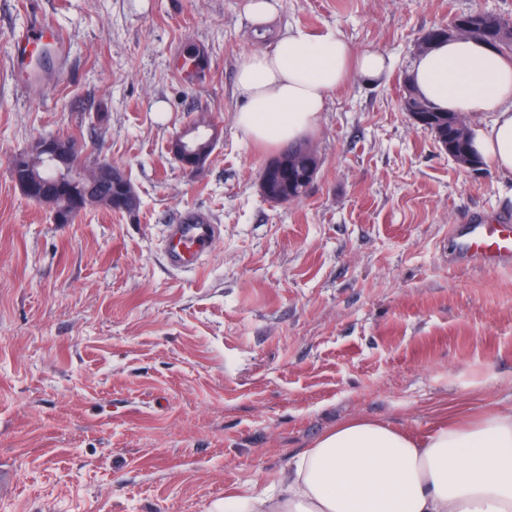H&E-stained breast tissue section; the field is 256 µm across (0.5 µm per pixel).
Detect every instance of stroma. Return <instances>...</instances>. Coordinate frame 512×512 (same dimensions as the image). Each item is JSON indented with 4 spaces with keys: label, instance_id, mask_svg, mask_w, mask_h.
Listing matches in <instances>:
<instances>
[{
    "label": "stroma",
    "instance_id": "35a3bbf8",
    "mask_svg": "<svg viewBox=\"0 0 512 512\" xmlns=\"http://www.w3.org/2000/svg\"><path fill=\"white\" fill-rule=\"evenodd\" d=\"M244 3L0 0V512H211L353 419L423 438L512 412V267L448 260L452 225L512 214V178L460 168L400 106L426 32L512 0H281L279 28L391 62L330 94L319 173L283 204L259 190L279 148L235 124L237 59L272 44ZM33 13L66 32L70 70L29 90L9 56ZM201 119L220 139L189 173L167 145ZM58 134L124 169L136 215L56 224L22 194L12 156ZM191 209L224 234L177 274L164 227ZM196 47L185 46L177 55L176 69L182 76L183 80L192 83L198 76L196 69L197 55H195Z\"/></svg>",
    "mask_w": 512,
    "mask_h": 512
}]
</instances>
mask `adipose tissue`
Masks as SVG:
<instances>
[{"mask_svg": "<svg viewBox=\"0 0 512 512\" xmlns=\"http://www.w3.org/2000/svg\"><path fill=\"white\" fill-rule=\"evenodd\" d=\"M279 7V0H248L255 34L271 32L275 40L236 65L244 100L236 125L268 147L315 132L329 94L352 76L375 81L389 70L381 53H354L335 28L271 31ZM408 78L436 111L478 122L473 145L480 158L512 175V61L481 41L451 39L418 54ZM276 484L274 493L215 502L212 512H512V413L449 425L423 440L349 421L305 450Z\"/></svg>", "mask_w": 512, "mask_h": 512, "instance_id": "adipose-tissue-1", "label": "adipose tissue"}]
</instances>
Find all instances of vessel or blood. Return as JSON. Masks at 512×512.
Returning <instances> with one entry per match:
<instances>
[{
  "instance_id": "1",
  "label": "vessel or blood",
  "mask_w": 512,
  "mask_h": 512,
  "mask_svg": "<svg viewBox=\"0 0 512 512\" xmlns=\"http://www.w3.org/2000/svg\"><path fill=\"white\" fill-rule=\"evenodd\" d=\"M67 43L64 32L53 28L45 17L34 16L11 38L12 66L19 74H27L30 62L45 45H53L57 53L63 54ZM222 233V225L198 211L186 214L180 223L167 225L164 257L168 267L178 272L198 268ZM449 241L451 260L475 262L490 269L511 265L512 216L504 213L453 225Z\"/></svg>"
}]
</instances>
